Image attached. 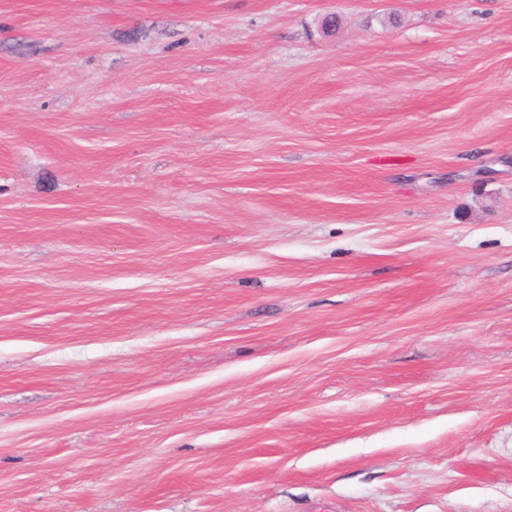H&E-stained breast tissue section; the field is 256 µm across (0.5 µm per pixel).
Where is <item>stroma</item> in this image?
Here are the masks:
<instances>
[{
    "label": "stroma",
    "mask_w": 512,
    "mask_h": 512,
    "mask_svg": "<svg viewBox=\"0 0 512 512\" xmlns=\"http://www.w3.org/2000/svg\"><path fill=\"white\" fill-rule=\"evenodd\" d=\"M0 512H512V0H0Z\"/></svg>",
    "instance_id": "obj_1"
}]
</instances>
